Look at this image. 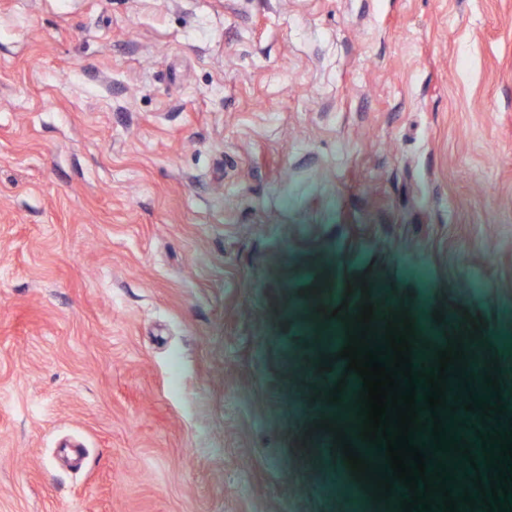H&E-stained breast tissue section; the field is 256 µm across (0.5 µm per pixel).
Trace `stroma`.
Returning a JSON list of instances; mask_svg holds the SVG:
<instances>
[{"label": "stroma", "mask_w": 512, "mask_h": 512, "mask_svg": "<svg viewBox=\"0 0 512 512\" xmlns=\"http://www.w3.org/2000/svg\"><path fill=\"white\" fill-rule=\"evenodd\" d=\"M367 301L512 417V0H0V512H402Z\"/></svg>", "instance_id": "stroma-1"}]
</instances>
